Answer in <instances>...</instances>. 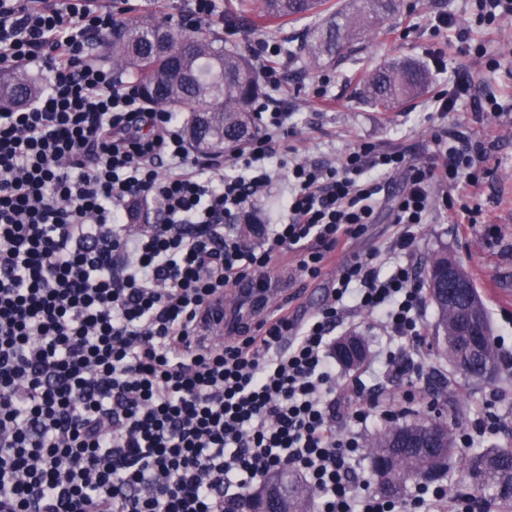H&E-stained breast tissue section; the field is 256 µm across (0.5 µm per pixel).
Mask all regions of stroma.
I'll list each match as a JSON object with an SVG mask.
<instances>
[{
    "instance_id": "1",
    "label": "stroma",
    "mask_w": 512,
    "mask_h": 512,
    "mask_svg": "<svg viewBox=\"0 0 512 512\" xmlns=\"http://www.w3.org/2000/svg\"><path fill=\"white\" fill-rule=\"evenodd\" d=\"M380 33L367 37L344 59L310 69L302 59L288 55L291 40L299 36L304 21L284 26L257 20L229 21L228 14L236 0H218L214 15L197 23V30L224 39L228 51L251 55L257 40L275 38L282 51L275 62L283 74L281 87L266 88L264 97L281 111L292 113L293 131L286 144L299 160L324 162L344 153L362 141L405 149L411 160L425 163L434 158L432 142L436 125L461 126L487 152L479 165L488 175L476 188H454L450 195L453 209L437 207L428 222L417 228L418 250L413 262L419 272H426L434 252L445 250L455 256L470 275L487 309L493 336L512 341V114L475 118L474 98L481 91L492 90L504 102L512 104V78L505 72L487 71L475 57L448 46L453 33L432 31L435 14L445 12L469 25L474 43L512 61V23L493 30L476 25L466 0H412ZM442 57L445 71L433 68L434 57ZM411 58L430 69L433 84L452 88L456 74L471 75L470 93L461 95L455 111L445 115L433 112L430 94L401 105L393 112H377L359 103L355 89L361 75L386 61ZM402 184L401 176L387 178L374 224L362 238L351 241L348 254L378 251L388 258L394 233L391 221L394 197ZM336 263H329L322 277L301 280L293 255L284 254L272 275L269 307L287 303L288 310L303 318L324 305L336 274ZM424 371L419 379L380 374L366 383L383 390L386 398L401 397L404 391L416 394L413 413L428 411L433 396L446 391L455 403V416L461 429L471 423L485 407H492L499 417L497 430L473 436L472 445L486 448L512 442V378L497 369L488 380H469L457 372L447 359L438 357L431 345L421 349Z\"/></svg>"
}]
</instances>
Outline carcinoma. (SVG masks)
Wrapping results in <instances>:
<instances>
[{
  "mask_svg": "<svg viewBox=\"0 0 512 512\" xmlns=\"http://www.w3.org/2000/svg\"><path fill=\"white\" fill-rule=\"evenodd\" d=\"M328 0H240L243 14L265 19L312 18L297 38L294 55L314 69L336 59L372 32H380L393 19L403 0H348L334 10ZM112 71L131 75L140 85L145 102L179 115L188 113L185 134L201 154L227 155L242 148L257 134L252 103L262 93L257 70L244 55L228 53L218 40L189 35L181 29L162 26L143 17L112 31ZM431 81L429 72L410 61H392L365 73L356 91L357 99L379 112H388L424 92ZM44 90L22 69L0 70V109L25 107ZM437 310L435 336L439 351L450 362L462 353L460 343L448 332V305L431 299ZM482 356L470 361L462 375L483 378V370L497 365L492 339L484 344ZM395 426H386L371 446L370 458L391 454L386 479L400 491L414 476L424 472L431 457L420 448H410L393 438ZM463 467L476 473L473 488L494 499L512 502V445L473 448ZM294 495L288 512H307V492L300 477L290 472Z\"/></svg>",
  "mask_w": 512,
  "mask_h": 512,
  "instance_id": "obj_1",
  "label": "carcinoma"
}]
</instances>
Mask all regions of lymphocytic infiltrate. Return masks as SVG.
<instances>
[{"label":"lymphocytic infiltrate","instance_id":"lymphocytic-infiltrate-1","mask_svg":"<svg viewBox=\"0 0 512 512\" xmlns=\"http://www.w3.org/2000/svg\"><path fill=\"white\" fill-rule=\"evenodd\" d=\"M119 5L0 0V68L47 81L29 106L0 111V512H227L282 469L312 490L314 512H475V495L441 486L402 500L370 491L355 467L363 437L414 394L381 408L333 357L336 328L364 312L393 344L385 371L420 373L415 228L436 191L479 184L485 145L440 128V164L366 142L334 164L296 162L281 219L246 245L224 227L273 189L267 161L289 113L254 104L249 146L192 158L182 123L89 54ZM400 171L392 260L352 255L308 318L279 309L228 341H197L207 303L237 286L264 294L276 257L320 277ZM133 201L161 220L126 223Z\"/></svg>","mask_w":512,"mask_h":512}]
</instances>
